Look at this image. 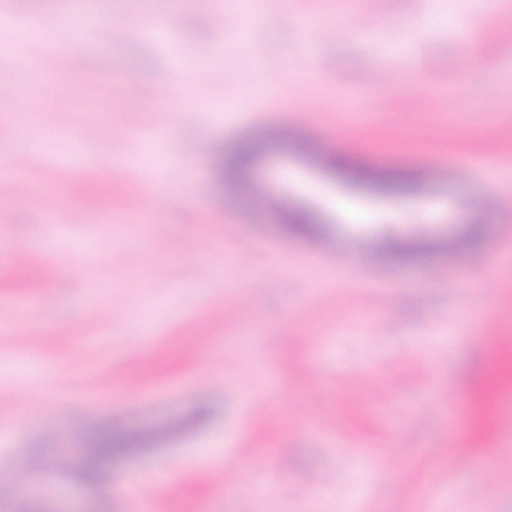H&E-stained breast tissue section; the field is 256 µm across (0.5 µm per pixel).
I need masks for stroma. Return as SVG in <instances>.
<instances>
[{
	"label": "stroma",
	"instance_id": "35a3bbf8",
	"mask_svg": "<svg viewBox=\"0 0 512 512\" xmlns=\"http://www.w3.org/2000/svg\"><path fill=\"white\" fill-rule=\"evenodd\" d=\"M26 2L42 24L22 38L4 23L17 0H0V83L24 90L0 100V168H28L0 195V512L27 448L44 463L32 512H343L353 496L359 512H512V384L497 434L482 397L512 332V199L485 179L512 173V41L471 54L459 39L473 17L512 26V0H385L370 36L354 27L364 0H264L236 32L209 0H104L91 30L73 0ZM424 7L433 69L416 89L402 70ZM149 15L165 40L135 30ZM309 16L331 37L302 30ZM116 22L124 40L95 35ZM59 47L77 59L64 99L37 71ZM376 63L393 77L364 83ZM252 139L262 150L232 166ZM338 158L419 179L428 223H399L413 194L354 184ZM47 194L86 222L54 221ZM306 210L315 225L296 231ZM411 238L425 259L383 257ZM229 293L237 312L219 317ZM107 426L157 438L90 487L80 451Z\"/></svg>",
	"mask_w": 512,
	"mask_h": 512
}]
</instances>
